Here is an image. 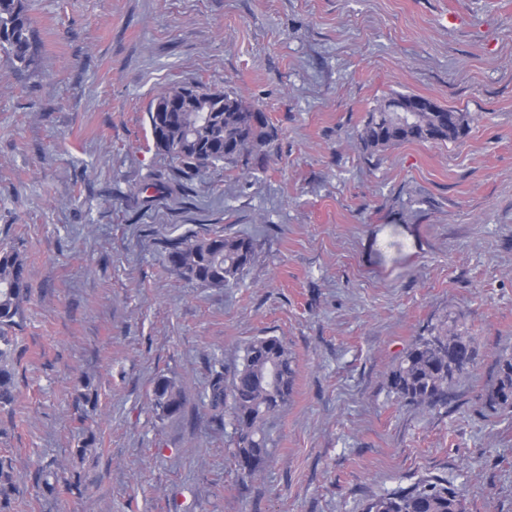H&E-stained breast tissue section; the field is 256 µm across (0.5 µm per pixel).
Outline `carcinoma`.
Wrapping results in <instances>:
<instances>
[{
    "mask_svg": "<svg viewBox=\"0 0 512 512\" xmlns=\"http://www.w3.org/2000/svg\"><path fill=\"white\" fill-rule=\"evenodd\" d=\"M0 54L24 67L36 55L34 20L29 0H0ZM148 118L155 148L190 176L221 165L251 176L249 159L265 157L275 131L263 112L222 90L195 83L163 89L151 101ZM472 118L415 94H394L378 103L358 132L362 149L370 154L404 143L457 142L466 136ZM166 262L180 277L203 288H222L251 263L254 245L241 236L211 234L167 241ZM28 296L26 261L13 248H0V407L16 400L15 340L12 333L23 320ZM476 358L475 338L456 321L443 322L430 335L418 337L387 376L389 393L411 404L437 406L448 389L464 378ZM295 371L288 348L274 336L258 337L244 350L230 387L222 375L210 386L212 407L228 413L237 437L236 455L243 473L254 478L265 467L271 450L268 425L288 404ZM484 403L493 412L512 413V353L497 361V377ZM152 404L162 418L181 413L180 385L161 376L152 389ZM62 467L50 463L39 477L56 489ZM18 484L10 461L0 458V512L11 504ZM366 512H466L464 498L446 480L417 485L373 498Z\"/></svg>",
    "mask_w": 512,
    "mask_h": 512,
    "instance_id": "1",
    "label": "carcinoma"
}]
</instances>
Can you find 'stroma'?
I'll return each mask as SVG.
<instances>
[{"label": "stroma", "instance_id": "stroma-1", "mask_svg": "<svg viewBox=\"0 0 512 512\" xmlns=\"http://www.w3.org/2000/svg\"><path fill=\"white\" fill-rule=\"evenodd\" d=\"M31 4L34 63L0 58V247L29 288L0 409L10 512H365L435 478L466 512H512V414L484 404L512 352V0ZM190 82L276 128L252 177L183 181L156 150L150 103ZM397 93L470 113L468 134L364 153L367 112ZM219 230L254 243L234 284L170 270L167 240ZM451 314L469 374L447 404L396 399L390 369ZM263 336L295 380L248 479L208 394ZM161 376L185 397L164 420ZM50 462L77 490L38 483Z\"/></svg>", "mask_w": 512, "mask_h": 512}]
</instances>
